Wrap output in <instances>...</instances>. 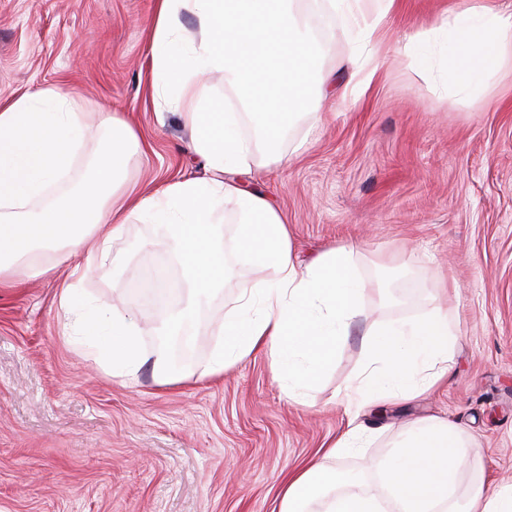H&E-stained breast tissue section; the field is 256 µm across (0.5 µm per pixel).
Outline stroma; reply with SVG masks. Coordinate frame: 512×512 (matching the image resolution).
I'll return each instance as SVG.
<instances>
[{
	"mask_svg": "<svg viewBox=\"0 0 512 512\" xmlns=\"http://www.w3.org/2000/svg\"><path fill=\"white\" fill-rule=\"evenodd\" d=\"M462 3L400 0L382 25L379 73L358 101L328 99L324 123L310 114L289 124L279 163L258 159L234 175L280 211L299 262L349 240L365 249L361 327L312 384L311 407L285 399L266 351L199 376L218 343L213 325L256 278L236 251L234 206L218 224L224 286L167 340L154 326L182 302L183 269L154 224L132 220L112 248L124 269L104 265L81 292L122 303L141 324L144 355H176L189 337L194 357L175 363L176 384L158 385L148 367L131 382L112 378L62 334L57 283L68 266L0 288V512H278L280 483L348 428L342 389L362 368L363 327L411 322L438 305L455 333L452 379L364 407L367 442L336 468L383 494L379 468L400 427L432 416L482 450L483 471L462 467V486L512 485V76L485 85L497 104L478 112L448 82L444 41L400 50ZM297 5L314 18L323 73H343L352 45L335 16L317 0ZM153 14V0H0V106L73 87L89 140L106 107L138 129L129 184L209 177L178 115L154 110Z\"/></svg>",
	"mask_w": 512,
	"mask_h": 512,
	"instance_id": "1",
	"label": "stroma"
}]
</instances>
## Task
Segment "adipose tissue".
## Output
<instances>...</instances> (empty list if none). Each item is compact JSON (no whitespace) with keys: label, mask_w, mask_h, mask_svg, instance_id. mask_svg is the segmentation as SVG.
<instances>
[{"label":"adipose tissue","mask_w":512,"mask_h":512,"mask_svg":"<svg viewBox=\"0 0 512 512\" xmlns=\"http://www.w3.org/2000/svg\"><path fill=\"white\" fill-rule=\"evenodd\" d=\"M397 0H326L355 41L351 72L336 82L348 100L365 92L380 68L381 24ZM191 15L193 30L181 18ZM444 33L448 75L465 90L480 78L512 66V8L484 0L451 13L437 29L417 33L415 47ZM157 112L178 114L192 133L193 150L211 175L178 179L137 194L123 185L136 130L118 114L101 113L107 146L89 159L90 172L56 189L81 149L86 130L75 92L60 87L21 95L0 108V275H45L69 255L82 254L58 286V307L73 332L99 339L106 374L136 378L144 363L137 320L120 308L86 311L78 300L81 282L112 255L131 219L165 226L190 281L191 303L170 321L191 319L193 304L224 285V246L214 224L225 203L241 218L237 249L261 277L238 298L234 313L215 329L223 341L206 377L216 376L260 348L272 355V371L285 398L304 405L306 389L333 359L358 315L365 283L358 244L341 245L300 264L288 226L263 196L244 193L225 180L229 169L256 151L279 159L283 119L326 96L319 80L322 49L294 0H157L150 42ZM218 72L227 87L248 93L251 109L266 129L261 143L242 136L239 116L215 103L204 74ZM453 331L446 310L436 308L414 322L373 323L364 333V362L342 399L350 412L371 402L412 398L453 374ZM355 443L346 432L280 489L278 512H512V486L488 490L473 485L452 494L461 461L480 466L468 435L436 417L415 419L399 435L396 452L382 472L386 496L352 478L336 476V459Z\"/></svg>","instance_id":"ef3b65f1"}]
</instances>
